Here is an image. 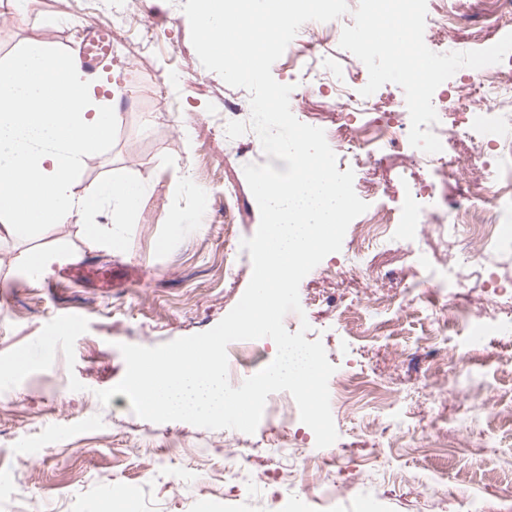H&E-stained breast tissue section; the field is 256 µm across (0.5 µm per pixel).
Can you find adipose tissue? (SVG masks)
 <instances>
[{"instance_id":"1","label":"adipose tissue","mask_w":512,"mask_h":512,"mask_svg":"<svg viewBox=\"0 0 512 512\" xmlns=\"http://www.w3.org/2000/svg\"><path fill=\"white\" fill-rule=\"evenodd\" d=\"M104 98L76 61L42 45L20 49L0 65V230L26 234L42 224H68L112 207V222L95 225L105 245L124 239L122 218L147 186L123 177L75 195L83 161L107 141Z\"/></svg>"}]
</instances>
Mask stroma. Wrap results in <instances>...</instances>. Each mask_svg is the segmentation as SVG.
Instances as JSON below:
<instances>
[{
	"label": "stroma",
	"instance_id": "stroma-1",
	"mask_svg": "<svg viewBox=\"0 0 512 512\" xmlns=\"http://www.w3.org/2000/svg\"><path fill=\"white\" fill-rule=\"evenodd\" d=\"M20 23L0 20V63L22 47L45 44L61 54L90 32H116L118 45L98 81L117 87L118 121L111 141L89 155L73 190L125 176L148 194L111 249L91 232L112 221L111 208L71 224H44L25 236L0 237V365L27 355L26 369L0 373V512H100L127 489L129 512H278L307 501L310 474L336 483L335 512H512V329L496 330L512 312V245L480 259L456 247L434 224L414 237H384L362 249L343 245L301 281L299 297L336 377H366L393 390L396 408L384 416L372 406L331 407L335 448H320L307 428L291 454L277 453L274 430L257 429L249 454L263 472L251 484L224 476L229 430L186 422L152 423L136 416L129 399L101 405L97 391L116 385L126 365L119 344L158 346L207 331L237 304L252 275L242 239L260 223L243 167L282 160L224 143V99L232 95L201 64L192 45L185 0H144L133 20L121 0H30ZM512 33V17L496 18L495 0H469L468 18L448 34L458 51L478 49ZM335 83L302 93L292 112L327 129L339 121ZM354 190L370 207L405 205L410 190L425 207L456 199L455 177L433 179L407 154H384L368 167L346 156ZM232 196H225V188ZM209 214L202 223H174L197 214L202 193ZM61 248L64 257L42 274H28L27 256ZM113 270L119 288L60 282V272L85 258ZM469 273L472 285H442L449 265ZM355 304L360 320L346 329L337 305ZM467 311L472 326L452 320ZM73 317L74 332L51 337L59 319ZM398 321L397 329L387 324ZM481 335H473V327ZM448 350L446 365L431 360ZM399 433L389 443L387 433ZM460 437L470 454L444 442ZM435 480L424 498L421 483Z\"/></svg>",
	"mask_w": 512,
	"mask_h": 512
}]
</instances>
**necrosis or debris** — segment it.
I'll use <instances>...</instances> for the list:
<instances>
[{
    "mask_svg": "<svg viewBox=\"0 0 512 512\" xmlns=\"http://www.w3.org/2000/svg\"><path fill=\"white\" fill-rule=\"evenodd\" d=\"M483 89L488 101L486 109L467 112L466 121L473 135L474 151L466 160H448L445 153H436L438 178L454 175L462 180L465 194L453 201L449 209H439L429 216L430 223L447 222L467 225L469 231L461 239L462 247L474 255L501 247V230L506 217L512 215V135L505 130V122L512 118V59L508 62L479 69L475 76L464 78L455 85L451 94L433 102L437 115L442 118L469 101L476 89ZM384 100L379 95L365 98L343 93L336 97V109L343 112L348 122L328 129L326 138L336 157L355 153L364 165L375 161L378 153H396L404 149L409 130L397 117L377 119ZM494 147L498 162L492 171H485L482 159L486 147ZM420 216L411 213L401 219L387 208L369 211L360 224L351 231L352 244L376 239L388 234L406 235L407 226L417 223ZM331 398L342 399L349 406L359 402L386 404L388 396L380 386L370 381L347 377L329 384Z\"/></svg>",
    "mask_w": 512,
    "mask_h": 512,
    "instance_id": "obj_1",
    "label": "necrosis or debris"
}]
</instances>
